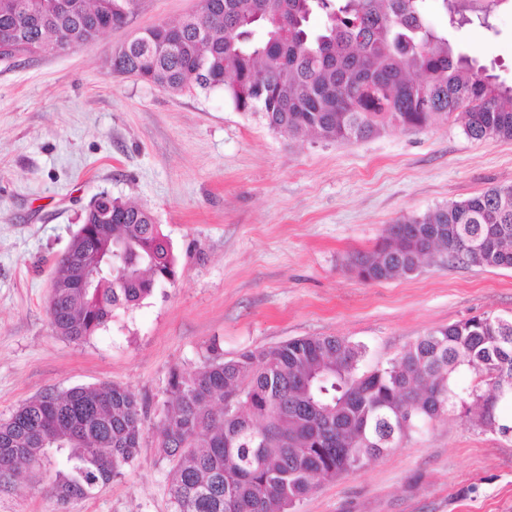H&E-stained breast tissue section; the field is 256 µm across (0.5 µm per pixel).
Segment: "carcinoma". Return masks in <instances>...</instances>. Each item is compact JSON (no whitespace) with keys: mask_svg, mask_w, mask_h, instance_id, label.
I'll return each mask as SVG.
<instances>
[{"mask_svg":"<svg viewBox=\"0 0 512 512\" xmlns=\"http://www.w3.org/2000/svg\"><path fill=\"white\" fill-rule=\"evenodd\" d=\"M0 0V35L29 58L33 42L69 49L128 23L138 0ZM450 25L471 22L466 0H439ZM317 14L325 21L314 28ZM163 24L112 54V72L167 91L221 88L269 129L355 143L420 131L456 116L475 140H512V85L454 50L424 0H209V12ZM112 220L88 209L58 262L52 329L81 343L175 279L176 257L153 214L112 200ZM512 270V187L407 216L348 269L364 282L413 273L421 258ZM367 346L308 336L173 371L156 427L173 463L174 512H291L317 480L364 465L408 428L450 411L503 436L512 432V318L484 314L432 330L387 364L362 369ZM470 372L485 387H467ZM137 398L112 383L46 390L0 420V492L48 479L62 503L95 494L136 456L145 434Z\"/></svg>","mask_w":512,"mask_h":512,"instance_id":"1","label":"carcinoma"}]
</instances>
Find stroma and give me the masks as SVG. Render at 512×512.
<instances>
[{"mask_svg":"<svg viewBox=\"0 0 512 512\" xmlns=\"http://www.w3.org/2000/svg\"><path fill=\"white\" fill-rule=\"evenodd\" d=\"M196 7L139 0L130 22L95 44L0 61V419L45 390L109 382L135 395L148 427L135 459L94 497L63 504L34 480L0 493V512H171L172 464L154 428L171 371L203 365L211 345L231 359L341 336L367 346L371 368L438 327L512 317V270L432 257L366 283L346 268L401 217L512 186V141L471 140L454 120L353 144L292 137L236 111L222 90L173 93L112 74L108 60L132 34ZM427 13L512 84V16L452 28L435 6ZM103 193L154 214L178 277L74 343L49 324L48 285ZM296 512H512V436L448 413L320 482Z\"/></svg>","mask_w":512,"mask_h":512,"instance_id":"1","label":"stroma"}]
</instances>
